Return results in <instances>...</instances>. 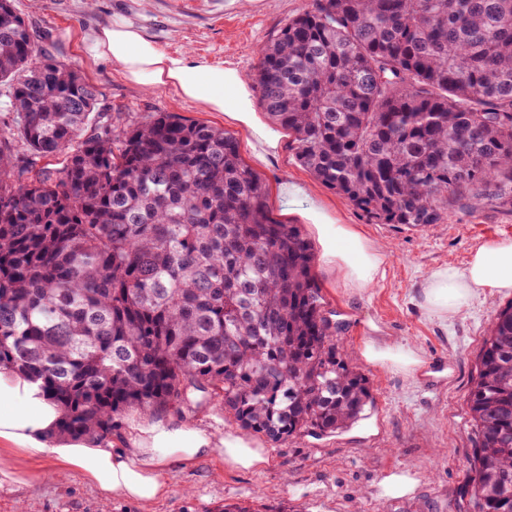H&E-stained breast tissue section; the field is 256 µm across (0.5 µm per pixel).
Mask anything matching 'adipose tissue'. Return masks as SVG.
Listing matches in <instances>:
<instances>
[{"label": "adipose tissue", "mask_w": 512, "mask_h": 512, "mask_svg": "<svg viewBox=\"0 0 512 512\" xmlns=\"http://www.w3.org/2000/svg\"><path fill=\"white\" fill-rule=\"evenodd\" d=\"M91 53L119 64L130 82L148 88L170 87L184 99L224 113L250 129L261 151L277 149L281 133L258 121L248 86L235 68L169 55L124 22L98 30ZM306 217L316 230L325 264L344 287L361 292L384 281V245L353 225L334 223L322 207H312ZM489 291L512 293V238L475 247L464 267L433 269L426 278L421 305L430 317L453 321L470 313ZM360 355L368 364L413 377L424 366L415 349L396 339H368ZM59 418L58 406L39 382L0 368L1 482L30 485L37 477L31 463L48 460L58 475L80 473L103 496H119L137 504L142 512H151L170 492L172 467L214 458L225 469L252 471L268 462L266 449L245 432L219 436L171 415L144 416L119 442L90 446L52 442Z\"/></svg>", "instance_id": "obj_1"}]
</instances>
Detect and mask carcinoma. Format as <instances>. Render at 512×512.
<instances>
[{
	"instance_id": "carcinoma-1",
	"label": "carcinoma",
	"mask_w": 512,
	"mask_h": 512,
	"mask_svg": "<svg viewBox=\"0 0 512 512\" xmlns=\"http://www.w3.org/2000/svg\"><path fill=\"white\" fill-rule=\"evenodd\" d=\"M0 367L41 382L55 435L112 441L130 409L215 403L280 442L373 405L336 351L315 255L270 216L223 129L99 123L96 88L0 0ZM260 104L297 161L375 224L512 213V0H310L260 50ZM31 163L23 180L13 164ZM473 512H512V302L468 395Z\"/></svg>"
}]
</instances>
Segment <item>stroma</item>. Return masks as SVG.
<instances>
[{
	"label": "stroma",
	"mask_w": 512,
	"mask_h": 512,
	"mask_svg": "<svg viewBox=\"0 0 512 512\" xmlns=\"http://www.w3.org/2000/svg\"><path fill=\"white\" fill-rule=\"evenodd\" d=\"M38 35L43 52L77 70L97 90L102 120H137L173 112L233 134L246 165L269 188L274 217L299 225L308 240L316 234L305 212L322 204L332 219L353 224L384 244L389 254L385 281L354 292L338 284L324 263L315 273L331 318L341 326L340 354L365 375L375 404L350 428L304 434L281 443L261 439L270 462L251 473L230 472L203 459L173 468L171 490L155 512H224L240 504L252 512H472L465 472L472 453L466 426L467 399L484 336L496 311L512 297L486 293L465 317L443 325L418 305L425 278L439 265H463L477 245L512 237V214L449 209L443 223L426 228L374 224L317 181L295 159L290 136L258 156L247 128L223 113L182 100L167 88L127 81L117 64L91 57L89 38L99 28L124 21L140 28L159 48L213 65L236 68L254 84L259 48L303 12L309 0H15ZM297 180L305 192L282 197V183ZM389 336L419 351L427 372L411 378L361 362L365 337ZM408 468L419 479L413 495L381 498L379 479ZM0 512H139L122 498L101 499L79 473L42 477L30 487L0 488Z\"/></svg>",
	"instance_id": "1"
}]
</instances>
